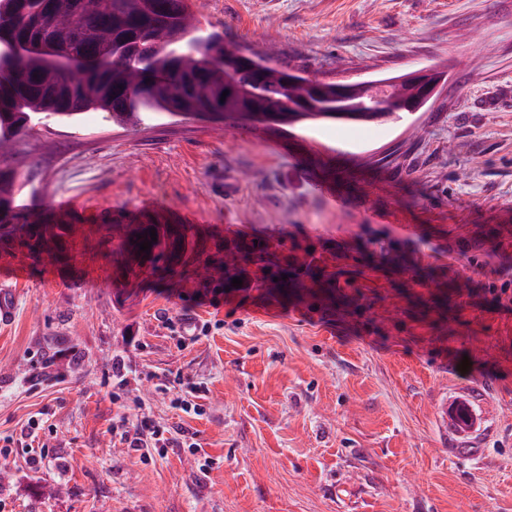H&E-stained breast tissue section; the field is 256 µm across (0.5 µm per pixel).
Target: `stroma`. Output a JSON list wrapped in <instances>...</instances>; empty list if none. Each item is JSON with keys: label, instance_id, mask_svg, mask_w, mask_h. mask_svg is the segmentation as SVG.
Returning <instances> with one entry per match:
<instances>
[{"label": "stroma", "instance_id": "35a3bbf8", "mask_svg": "<svg viewBox=\"0 0 512 512\" xmlns=\"http://www.w3.org/2000/svg\"><path fill=\"white\" fill-rule=\"evenodd\" d=\"M196 8L276 66L447 79L402 122L288 137L98 111L35 127L45 192L21 204L99 209L62 260L0 241V274L25 273L0 325L5 512H512V0ZM149 203L193 212L204 254L126 280L103 222ZM461 404L459 431L439 410ZM140 412L199 452L127 448L112 428Z\"/></svg>", "mask_w": 512, "mask_h": 512}]
</instances>
